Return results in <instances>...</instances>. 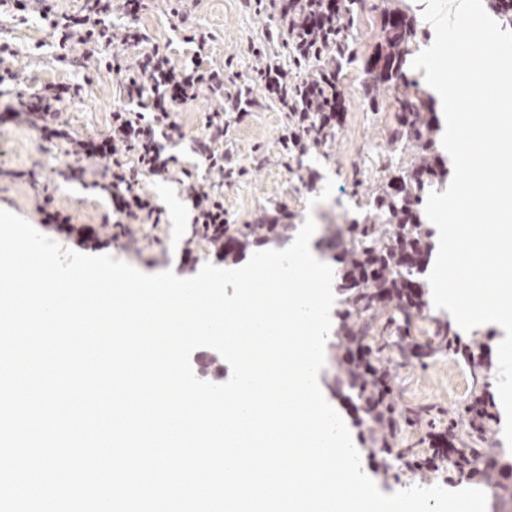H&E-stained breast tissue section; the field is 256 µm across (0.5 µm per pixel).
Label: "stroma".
<instances>
[{"label": "stroma", "instance_id": "stroma-1", "mask_svg": "<svg viewBox=\"0 0 512 512\" xmlns=\"http://www.w3.org/2000/svg\"><path fill=\"white\" fill-rule=\"evenodd\" d=\"M376 0H366L359 12L353 38L357 59L345 65L341 76L344 83L357 85L362 78V59L368 57L376 42L378 30L373 25ZM185 10L194 23L205 27L212 36V60L224 68L225 82L250 83L259 65L252 46H266L271 60L284 59L288 46L279 38L280 18L270 5L261 11L247 8L243 0H187ZM137 25L167 50L175 62H183L190 54L184 43V33L176 17L165 5L150 0L142 10ZM0 34L7 37L18 51L16 66L26 88L34 89L47 83L77 84L78 96L65 100L60 106L64 126L80 135L104 133L110 122V113L118 102L117 77L111 71L100 69L88 73L75 71L59 62L53 48V37L38 17H20L0 24ZM252 95L258 104L252 112L238 120H231L224 139V150L233 155L246 173L224 184V210L230 223L251 224L263 214L293 215L295 224H304L314 218L317 227L342 223L340 202H347L351 216H360L352 194V167L367 169L377 166V157L354 151L352 134H359L368 144L386 141L390 128L396 123L393 108L395 97H387L381 111H370L358 95H347L344 119L328 152L308 151L302 157V168L314 172V186L307 187L290 172L288 153L280 144V137L288 127V114L277 103L265 101L261 87ZM211 98L198 100L183 107L176 118L187 136L174 153L178 168L191 171L203 185L214 178L206 174L202 159L194 149V141L204 126L205 118L215 108ZM71 143L66 139L44 142L38 133L23 124H0V208L9 210L39 225L40 216L35 199L49 194L57 209L72 216L74 223L96 227L101 239L107 240L105 254L126 261L139 271L153 275L166 270L177 276H195L205 263L215 262L216 256L209 244L193 237L194 210L182 186L174 179L160 177L145 179L143 186L163 209V222L158 227L136 234L134 238L112 241L111 227L102 222L112 211L110 194L64 179L59 169L66 159ZM333 183L334 196L321 202L317 196L326 183ZM317 199L316 207H309L310 199ZM398 372L407 378L408 386H396L398 407L419 404L428 398L437 399L439 418H447L456 410V402L448 398V385L455 379L454 360L439 356L438 360L422 367L403 356H396Z\"/></svg>", "mask_w": 512, "mask_h": 512}]
</instances>
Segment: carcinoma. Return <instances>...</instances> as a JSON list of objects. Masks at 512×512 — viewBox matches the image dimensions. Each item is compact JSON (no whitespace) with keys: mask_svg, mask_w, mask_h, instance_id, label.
Segmentation results:
<instances>
[{"mask_svg":"<svg viewBox=\"0 0 512 512\" xmlns=\"http://www.w3.org/2000/svg\"><path fill=\"white\" fill-rule=\"evenodd\" d=\"M332 13L320 9V0H297L291 7L288 30V71L300 77L292 81L288 128L307 135L298 146H289L296 157L309 149L325 150L338 133L337 125L326 124L319 113L306 112L311 97L310 81L327 67L341 69L356 60L352 23L365 0H335ZM503 26L512 28V0H487ZM378 41L363 66L360 90L376 111L381 100L394 92L398 123L387 144L398 159L399 176L391 178L382 168L374 185L363 195L362 221L336 226L342 245L335 257L339 264L336 288L342 309L331 343L335 372L328 383L331 394L356 399L360 416L356 423L359 444L373 455L382 456L376 476L384 484H431L440 476L465 478L494 492L496 499L512 501V453L495 438L498 417L489 384L479 380L486 367L484 343L476 338L465 343L452 332L448 321L431 315L422 294L412 291V275L431 254V232L419 205L426 187L448 177L441 157V122L435 101L408 79L407 64L419 38V24L406 0H378ZM319 97L345 102V87L336 80L320 87ZM295 229L276 217H263L258 224H229L224 227V248L215 253L224 259L238 257L250 248L267 244L284 246ZM434 324L433 336L421 353L432 358L451 352L470 369L473 387L458 418L448 427L427 433L432 440L426 455L398 451L403 427H421L429 411L408 409L397 414L393 397L396 367L392 346L405 351L406 335L392 343L374 345L372 339L390 321L406 323L415 318Z\"/></svg>","mask_w":512,"mask_h":512,"instance_id":"carcinoma-1","label":"carcinoma"}]
</instances>
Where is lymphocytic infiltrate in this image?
I'll return each mask as SVG.
<instances>
[{"label":"lymphocytic infiltrate","instance_id":"1","mask_svg":"<svg viewBox=\"0 0 512 512\" xmlns=\"http://www.w3.org/2000/svg\"><path fill=\"white\" fill-rule=\"evenodd\" d=\"M143 0H122L121 8L128 22H111L112 0H84L82 8L72 14H58L49 0H0L6 12L35 15L47 22L63 50L64 60L74 68L105 65L121 75L122 100L112 111L106 134L97 137L75 136L68 153L67 169L76 177H84L85 159L111 161L106 169L112 207L117 215L113 223L115 237H129L134 225L159 224L162 210L142 187L144 177L170 175L175 162L166 146L181 141L185 133L173 114L179 106L199 97L215 95L218 109L206 117L203 134L196 141V151L207 169L220 177H232L235 166L224 152V138L229 126L227 114L245 116L255 107L251 86L236 92L224 90V71L211 66V36L202 28H194L185 41L191 44L189 59L174 64L167 52L149 42L147 36L131 20L140 12ZM120 45L130 49L128 58L105 57L104 49ZM81 90L77 84H49L20 96L17 103L0 107V120L24 121L36 129L43 140L59 136V104L75 97ZM184 190L195 211L194 222L204 230H223L224 196L205 190L192 173H185ZM50 200H43L37 210L43 225L76 241L78 245L98 248L101 241L91 226L72 223L69 216L51 210Z\"/></svg>","mask_w":512,"mask_h":512}]
</instances>
